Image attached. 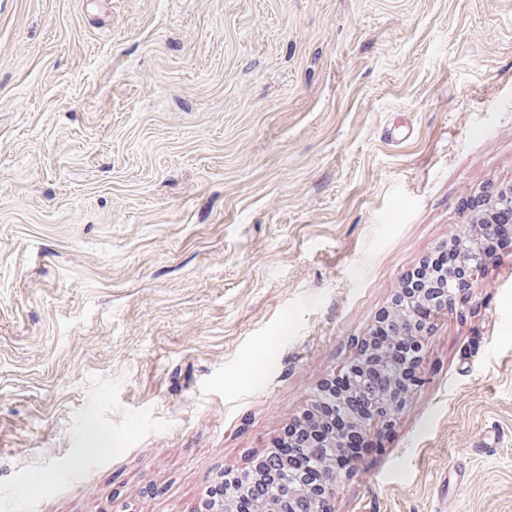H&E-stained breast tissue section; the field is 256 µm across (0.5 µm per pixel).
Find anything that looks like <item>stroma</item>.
<instances>
[{
    "mask_svg": "<svg viewBox=\"0 0 512 512\" xmlns=\"http://www.w3.org/2000/svg\"><path fill=\"white\" fill-rule=\"evenodd\" d=\"M490 185L512 0H0V512H199ZM422 373L330 512H512V250Z\"/></svg>",
    "mask_w": 512,
    "mask_h": 512,
    "instance_id": "35a3bbf8",
    "label": "stroma"
}]
</instances>
